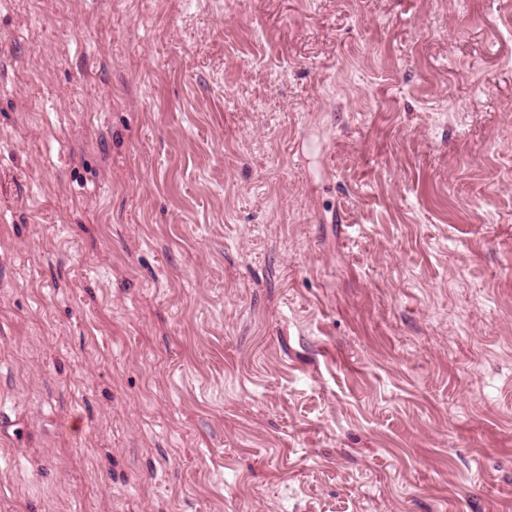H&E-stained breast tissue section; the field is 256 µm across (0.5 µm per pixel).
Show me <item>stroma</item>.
I'll return each mask as SVG.
<instances>
[{"label": "stroma", "instance_id": "stroma-1", "mask_svg": "<svg viewBox=\"0 0 512 512\" xmlns=\"http://www.w3.org/2000/svg\"><path fill=\"white\" fill-rule=\"evenodd\" d=\"M0 512H512V0H0Z\"/></svg>", "mask_w": 512, "mask_h": 512}]
</instances>
